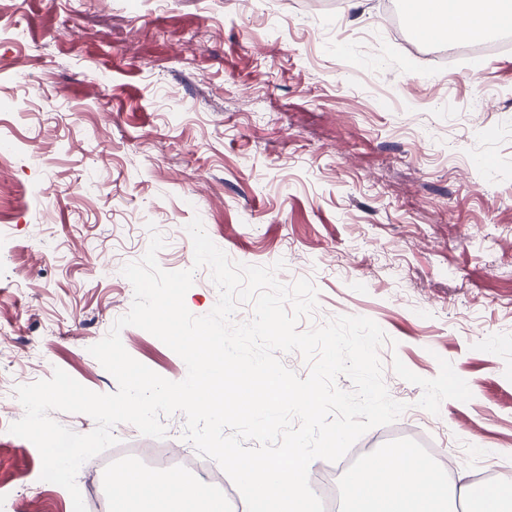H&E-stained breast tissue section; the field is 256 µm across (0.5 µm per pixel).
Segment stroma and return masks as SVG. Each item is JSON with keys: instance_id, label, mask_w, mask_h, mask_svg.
<instances>
[{"instance_id": "obj_1", "label": "stroma", "mask_w": 512, "mask_h": 512, "mask_svg": "<svg viewBox=\"0 0 512 512\" xmlns=\"http://www.w3.org/2000/svg\"><path fill=\"white\" fill-rule=\"evenodd\" d=\"M387 0H0V381L62 369L115 392L89 353L132 304L124 265L150 225L200 218L235 262L312 280L300 329L374 320L406 411L360 448L428 449L449 481L512 484V48L439 60L390 35ZM188 233L158 263L193 270L185 305L219 292ZM125 350L160 376L184 361L151 333ZM39 349L43 361L29 360ZM0 404V491L17 512H73ZM115 426L120 446L184 447Z\"/></svg>"}]
</instances>
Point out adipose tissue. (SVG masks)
<instances>
[{
	"label": "adipose tissue",
	"instance_id": "1",
	"mask_svg": "<svg viewBox=\"0 0 512 512\" xmlns=\"http://www.w3.org/2000/svg\"><path fill=\"white\" fill-rule=\"evenodd\" d=\"M457 39L512 27V0H414ZM346 512H450L452 503L474 512H512V487H449L414 453L362 462L344 483ZM209 487L176 471L115 477L112 512H223Z\"/></svg>",
	"mask_w": 512,
	"mask_h": 512
}]
</instances>
